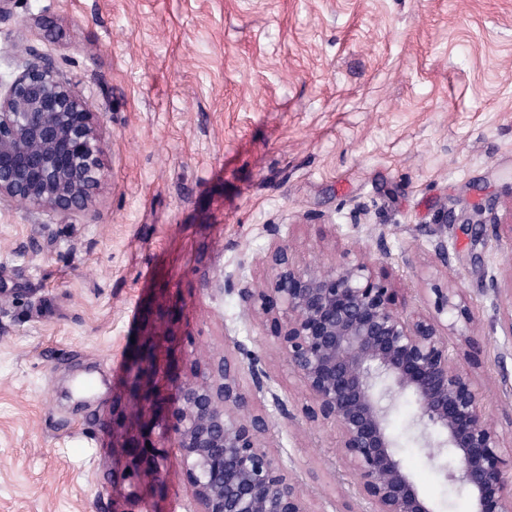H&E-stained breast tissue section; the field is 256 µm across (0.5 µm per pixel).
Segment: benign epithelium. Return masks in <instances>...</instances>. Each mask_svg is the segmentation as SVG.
I'll use <instances>...</instances> for the list:
<instances>
[{"label": "benign epithelium", "instance_id": "obj_1", "mask_svg": "<svg viewBox=\"0 0 512 512\" xmlns=\"http://www.w3.org/2000/svg\"><path fill=\"white\" fill-rule=\"evenodd\" d=\"M17 53L20 72L0 85V201L62 216L93 207L103 180L101 116L61 78L49 58ZM269 281L236 287L265 326L276 351L299 378L310 424L339 428L336 458L358 476L360 512H434L404 468L388 431L390 402L406 393L416 422L442 434L436 454L451 453L448 479L471 494L473 512H512V474L501 437L483 411L478 382L458 364L441 316L466 323L472 312L454 291L434 289V314L409 317L396 303L397 288L361 258L333 261L321 271L302 267L288 246L266 256ZM194 379L177 401L161 395L157 358L135 365L138 395L159 412L174 436L198 512H314L288 467L268 449L269 413L254 407L242 389V366L224 355L190 364ZM248 371L255 394L270 396V375L258 357ZM144 432L125 436L121 453L144 476L160 473L161 452L147 449Z\"/></svg>", "mask_w": 512, "mask_h": 512}]
</instances>
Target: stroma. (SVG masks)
Instances as JSON below:
<instances>
[{
    "instance_id": "1",
    "label": "stroma",
    "mask_w": 512,
    "mask_h": 512,
    "mask_svg": "<svg viewBox=\"0 0 512 512\" xmlns=\"http://www.w3.org/2000/svg\"><path fill=\"white\" fill-rule=\"evenodd\" d=\"M0 80L27 44L100 113L91 210L0 205V512H196L163 425L157 478L113 483L137 429L131 359L158 340L176 399L197 357L264 359L268 444L314 512L354 473L334 424L225 279L267 281L289 246L318 267L356 253L407 311L463 290L479 330H447L512 460V0H13ZM52 20L44 31L34 19ZM448 245V263L435 254ZM125 407L113 421V406ZM396 396L388 429L437 512H472L429 458L436 431Z\"/></svg>"
}]
</instances>
